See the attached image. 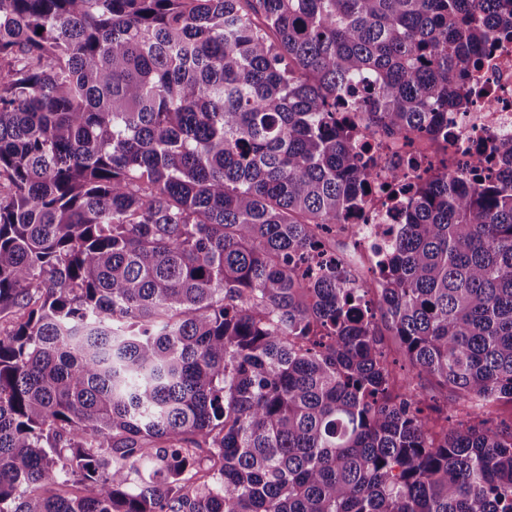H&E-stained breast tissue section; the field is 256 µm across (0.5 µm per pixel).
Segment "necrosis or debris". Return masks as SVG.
I'll return each mask as SVG.
<instances>
[{"label": "necrosis or debris", "mask_w": 512, "mask_h": 512, "mask_svg": "<svg viewBox=\"0 0 512 512\" xmlns=\"http://www.w3.org/2000/svg\"><path fill=\"white\" fill-rule=\"evenodd\" d=\"M470 102L461 112L448 115V140L439 142L425 134L386 136L361 128L360 139L371 146L375 159L370 169L373 196L369 207L350 223L336 227L348 245L345 266L356 281L369 279L378 259L377 251L391 243L400 222V211L386 197L397 174L408 181L425 179L432 171L464 169L468 161L481 159L482 171L492 169L494 144L512 136V42L500 43L483 57L469 91Z\"/></svg>", "instance_id": "obj_1"}]
</instances>
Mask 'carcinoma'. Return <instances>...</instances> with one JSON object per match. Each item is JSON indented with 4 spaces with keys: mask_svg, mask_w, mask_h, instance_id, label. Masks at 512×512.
<instances>
[{
    "mask_svg": "<svg viewBox=\"0 0 512 512\" xmlns=\"http://www.w3.org/2000/svg\"><path fill=\"white\" fill-rule=\"evenodd\" d=\"M503 35L512 0H0V512H512V137L404 184L369 282L313 266L368 184L336 110L438 138Z\"/></svg>",
    "mask_w": 512,
    "mask_h": 512,
    "instance_id": "cac0c4a2",
    "label": "carcinoma"
}]
</instances>
